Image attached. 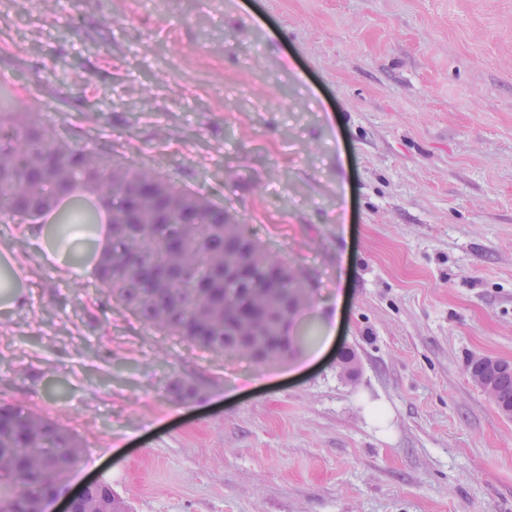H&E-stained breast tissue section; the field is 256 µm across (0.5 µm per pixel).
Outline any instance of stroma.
Returning <instances> with one entry per match:
<instances>
[{"instance_id":"obj_1","label":"stroma","mask_w":512,"mask_h":512,"mask_svg":"<svg viewBox=\"0 0 512 512\" xmlns=\"http://www.w3.org/2000/svg\"><path fill=\"white\" fill-rule=\"evenodd\" d=\"M48 126L246 219L328 349L261 365L144 325L0 224V406L131 512H512V0H0V83ZM352 352L353 380L337 360ZM199 399L165 392L168 378ZM17 263L11 251L0 253V270H12L14 272L10 288L2 289L0 286V308L1 310H14L23 308L28 300V283L23 274H18ZM472 358L483 366L497 365L495 369H480L477 364H469L468 368L469 372L479 370L487 373L494 381L500 401L503 402L507 408H509V406L512 407V365L511 370L507 366H499L498 364H503L505 362L486 355H475L472 356ZM165 389L177 401H191L200 396V389L196 384L180 378L171 379Z\"/></svg>"}]
</instances>
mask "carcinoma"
I'll return each mask as SVG.
<instances>
[{
    "label": "carcinoma",
    "instance_id": "carcinoma-1",
    "mask_svg": "<svg viewBox=\"0 0 512 512\" xmlns=\"http://www.w3.org/2000/svg\"><path fill=\"white\" fill-rule=\"evenodd\" d=\"M55 215L54 237L71 224L111 225L97 280L146 325L222 353L240 339L264 363L288 359L303 338L261 304L259 291L306 296L304 281L250 235L245 220L162 173L93 151L48 130L40 112L17 111V96L0 85V217L27 222ZM266 320L257 333L248 323ZM498 397L512 407V369L485 368ZM177 401L199 387L173 378ZM80 445L53 421L21 407H0V512H37L77 463ZM75 512H129L112 485H89Z\"/></svg>",
    "mask_w": 512,
    "mask_h": 512
}]
</instances>
